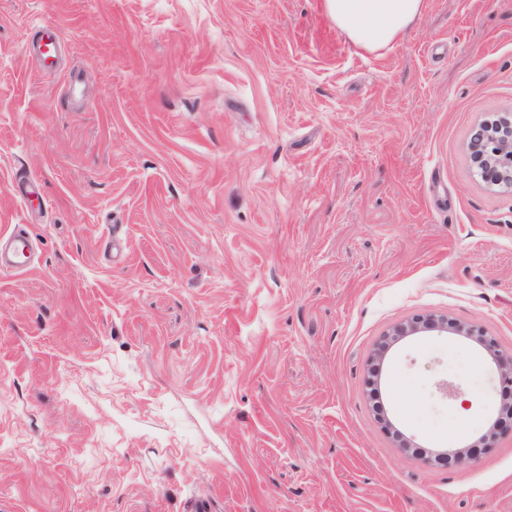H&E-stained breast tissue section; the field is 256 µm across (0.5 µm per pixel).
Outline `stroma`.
<instances>
[{"mask_svg": "<svg viewBox=\"0 0 512 512\" xmlns=\"http://www.w3.org/2000/svg\"><path fill=\"white\" fill-rule=\"evenodd\" d=\"M61 47L45 64L42 24ZM512 0L357 49L323 0H0V512H512V434L445 314L512 353ZM464 383L468 409L440 400ZM486 130L480 153L471 142L472 162L480 171L484 169V180L493 185L512 188V121L500 117L495 123L481 124ZM29 243L28 232L21 228H15L10 235L8 251L2 254V249L0 248V270H12L17 272L27 270ZM435 332L438 335L461 336L475 342L486 357L495 365L498 381L502 389H512V355H505L499 348L497 339L487 331L472 324H461L448 316L436 314H418L396 325L377 343L370 362L367 383L374 384L373 377L381 373L388 352L400 340L407 336ZM504 411L497 414L492 420L487 431L478 438L477 442L466 448L448 449L437 453V457L446 462V465L461 466L472 461H476L488 453L487 448H493V440L497 433L503 428ZM480 445L482 448H480Z\"/></svg>", "mask_w": 512, "mask_h": 512, "instance_id": "1", "label": "stroma"}]
</instances>
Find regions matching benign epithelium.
<instances>
[{"mask_svg":"<svg viewBox=\"0 0 512 512\" xmlns=\"http://www.w3.org/2000/svg\"><path fill=\"white\" fill-rule=\"evenodd\" d=\"M485 129L481 147L471 146L474 166L484 171V180L493 185L512 188V120L500 117L493 123L481 125ZM435 332L439 335L461 336L475 342L486 357L495 365L501 387L512 389V355L504 354L495 337L472 324H461L445 315L418 314L396 325L377 343L370 362L367 383L374 384L379 376L388 352L400 340L407 336ZM440 397L465 403L462 387L450 381L436 385ZM504 412H499L492 420L487 431L477 442L466 448L448 449L438 453V458L453 466H461L476 461L493 447V440L503 428Z\"/></svg>","mask_w":512,"mask_h":512,"instance_id":"7a95c632","label":"benign epithelium"}]
</instances>
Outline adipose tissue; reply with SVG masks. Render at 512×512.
Returning <instances> with one entry per match:
<instances>
[{
  "label": "adipose tissue",
  "instance_id": "adipose-tissue-1",
  "mask_svg": "<svg viewBox=\"0 0 512 512\" xmlns=\"http://www.w3.org/2000/svg\"><path fill=\"white\" fill-rule=\"evenodd\" d=\"M323 7L354 46L373 53L394 44L421 18L425 0H324Z\"/></svg>",
  "mask_w": 512,
  "mask_h": 512
}]
</instances>
